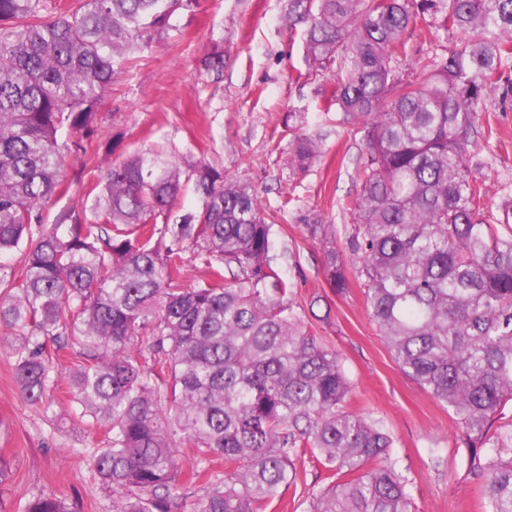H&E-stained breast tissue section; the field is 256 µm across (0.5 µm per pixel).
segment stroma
<instances>
[{
    "label": "stroma",
    "mask_w": 512,
    "mask_h": 512,
    "mask_svg": "<svg viewBox=\"0 0 512 512\" xmlns=\"http://www.w3.org/2000/svg\"><path fill=\"white\" fill-rule=\"evenodd\" d=\"M284 0H201L181 30L136 59L104 94L93 147L113 159L149 146L219 162L229 178L248 185L264 208L276 211L277 266L310 306L306 319L317 337L334 347L354 386L352 411L380 421L393 438L392 455L409 479L413 512H481L480 491L466 474V448L446 407L393 362L365 305L363 286L344 292L326 281L324 242L307 224L321 215L336 228L335 247L345 251L358 193V168L366 157L362 138L326 121L319 90L329 75L309 71L301 30L281 20ZM219 43L230 60L221 82L203 71L204 50ZM304 109V132L327 138L308 171L289 167L288 112ZM474 151L477 173L489 192L512 186V93L493 91L479 114ZM98 173L70 161L63 183L45 212L52 228L80 209ZM295 199L284 204L285 191ZM13 338L0 341V455L13 463L0 485V512H21L36 493L69 499L76 512H112V497L85 467L83 449L105 439L103 430L75 417L64 388L55 391L58 418L20 395L13 378ZM329 472L306 463L296 487L267 512H305L309 491L324 488Z\"/></svg>",
    "instance_id": "obj_1"
}]
</instances>
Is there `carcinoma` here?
<instances>
[{
	"label": "carcinoma",
	"instance_id": "carcinoma-1",
	"mask_svg": "<svg viewBox=\"0 0 512 512\" xmlns=\"http://www.w3.org/2000/svg\"><path fill=\"white\" fill-rule=\"evenodd\" d=\"M199 5L0 0V255L26 245L21 272L0 271L15 382L53 411L47 344L78 350L66 386L75 414L106 433L87 465L112 512H266L307 461L332 474L307 512H411L393 440L351 412L353 385L276 269L273 216L254 190L205 159L145 148L113 161L89 147L130 57ZM282 19L303 28L310 71L337 70L325 112L364 132L351 260L325 250L329 285L344 291L349 270L362 280L394 363L448 407L483 512H512V192L489 199L470 165L480 105L512 72V0H286ZM419 21L451 44L412 82L401 69ZM225 64L218 45L202 58L216 82ZM322 141L295 135L289 166L310 168ZM71 159L100 179L71 223L35 238ZM307 229L336 235L318 217ZM187 262L204 270L191 284ZM23 512L72 508L39 494Z\"/></svg>",
	"mask_w": 512,
	"mask_h": 512
}]
</instances>
